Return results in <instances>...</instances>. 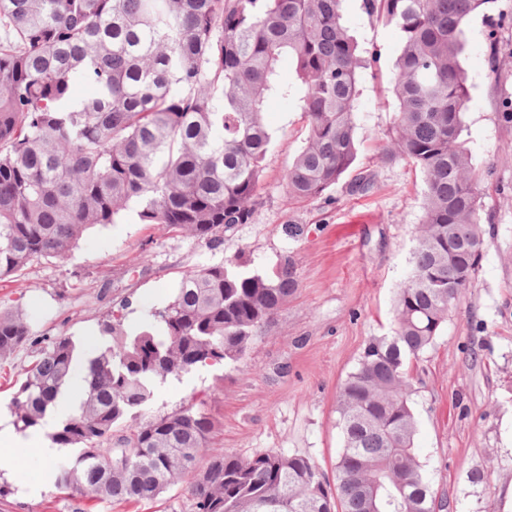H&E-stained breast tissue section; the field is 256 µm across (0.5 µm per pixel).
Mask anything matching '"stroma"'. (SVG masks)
<instances>
[{
	"label": "stroma",
	"mask_w": 512,
	"mask_h": 512,
	"mask_svg": "<svg viewBox=\"0 0 512 512\" xmlns=\"http://www.w3.org/2000/svg\"><path fill=\"white\" fill-rule=\"evenodd\" d=\"M343 19L366 59L356 166L373 174L372 191L351 196L340 184L325 198L290 199L282 175L308 128L295 100L272 99L259 203L220 247L140 223L133 204L117 223L85 233L65 260L33 262L16 281L0 282V311H22L35 338L0 361V430L12 425L8 403L39 339L70 336L90 354L103 321L140 331L147 311L164 308L191 272L228 260L263 270L289 259L299 287L246 355L168 380L141 418L194 406L218 423L210 448L307 457L335 481L337 392L366 343L394 327L426 193L414 165L381 160L398 109L399 34L363 0H345ZM463 65L470 101L461 140L482 175V257L434 344L410 364L415 448L444 512H512V0H494L472 20ZM76 458L62 448L49 461L32 459L23 479L0 474V512H194L181 482L142 503L94 502L53 481L39 485L43 469Z\"/></svg>",
	"instance_id": "1"
}]
</instances>
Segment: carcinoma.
Masks as SVG:
<instances>
[{"label": "carcinoma", "mask_w": 512, "mask_h": 512, "mask_svg": "<svg viewBox=\"0 0 512 512\" xmlns=\"http://www.w3.org/2000/svg\"><path fill=\"white\" fill-rule=\"evenodd\" d=\"M344 0H0V281L35 260L63 261L86 230L132 203L143 224L217 248L259 198L269 134L263 114L290 94L295 65L306 147L283 175L288 196L320 198L356 170L359 84L366 61L343 24ZM493 0H364L400 36L399 110L382 159L412 163L426 202L410 276L389 336L364 347L337 394L344 447L336 489L310 459L214 450L189 483L195 512H434L416 459L408 365L439 335L481 259L479 176L461 141L469 101L462 66L470 19ZM95 88L75 100L73 85ZM299 287L233 262L185 276L142 331L102 326L84 355L58 336L12 393L23 434L44 427L74 363L84 397L49 434L75 448L61 488L100 500L154 499L194 468L216 430L193 406L138 422L156 390L200 367L240 359ZM20 314L0 313V359L29 343Z\"/></svg>", "instance_id": "1"}]
</instances>
